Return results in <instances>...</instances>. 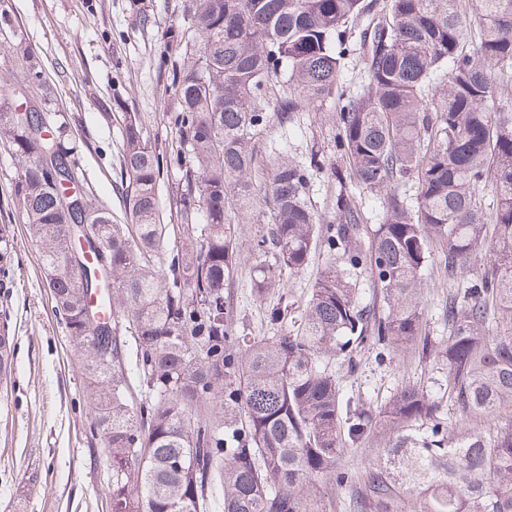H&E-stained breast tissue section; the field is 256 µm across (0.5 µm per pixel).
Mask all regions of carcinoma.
I'll use <instances>...</instances> for the list:
<instances>
[{
    "label": "carcinoma",
    "mask_w": 512,
    "mask_h": 512,
    "mask_svg": "<svg viewBox=\"0 0 512 512\" xmlns=\"http://www.w3.org/2000/svg\"><path fill=\"white\" fill-rule=\"evenodd\" d=\"M364 16L356 50L349 31ZM192 18L198 44L171 63L177 148L153 149L144 119L125 118L128 224L89 198L86 213L72 208L62 182L81 170L77 148L43 136L44 113L0 108V143L25 161L27 233L82 360L112 512H210L217 488L223 512H325L322 479L354 488L353 512H401L402 501L409 512H512V111L487 107L512 83V0H194ZM356 51L367 81L350 92L337 79ZM267 99L282 124L336 101L347 163L334 176L384 193L383 216L365 225L340 194L335 217L321 218L307 196L323 160L275 159L258 243L275 263L253 267V293L275 285L278 267L303 270L319 247L348 268L325 265L295 332L243 344L224 301L236 263L227 208L250 206ZM165 171L179 174L178 224L159 206ZM86 224L108 263L79 269L67 255H84ZM176 231L180 249L168 243ZM15 254L1 224L0 291L13 285ZM436 254L449 287L438 343L418 293ZM417 343L448 370L446 409L420 384L373 407L343 393L330 366ZM13 356V340L0 339V379ZM372 439L383 445L360 471H343L342 454Z\"/></svg>",
    "instance_id": "1"
}]
</instances>
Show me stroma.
Masks as SVG:
<instances>
[{
    "mask_svg": "<svg viewBox=\"0 0 512 512\" xmlns=\"http://www.w3.org/2000/svg\"><path fill=\"white\" fill-rule=\"evenodd\" d=\"M191 0H0V101L9 108L47 113L82 148L81 163L96 203L118 220L125 207L112 185L122 147L125 113L144 117L153 145L166 150L176 133L168 117L178 101L168 61L184 56L193 33ZM336 108L326 103L298 113L292 124L271 119L255 143L251 173L254 203L234 227L236 270L227 288L233 326L245 339L278 336L300 323L310 289L327 262L316 252L297 273L282 271L278 286L263 296L250 287L260 261L257 243L267 233L264 192L278 154L308 161L311 150L325 166L309 190L316 214L331 218L342 168L335 143ZM22 163L0 149V224L12 225L17 261L12 288L0 305L15 343L14 366L0 382V512H106L102 495L109 478L99 451L87 442L82 403V362L52 309L18 201ZM426 332L448 335V278L431 261L420 284ZM280 309L278 324L267 314ZM355 369L336 364L346 393L382 399L408 383L443 396L447 371L420 347L385 354L361 352Z\"/></svg>",
    "mask_w": 512,
    "mask_h": 512,
    "instance_id": "obj_1",
    "label": "stroma"
}]
</instances>
